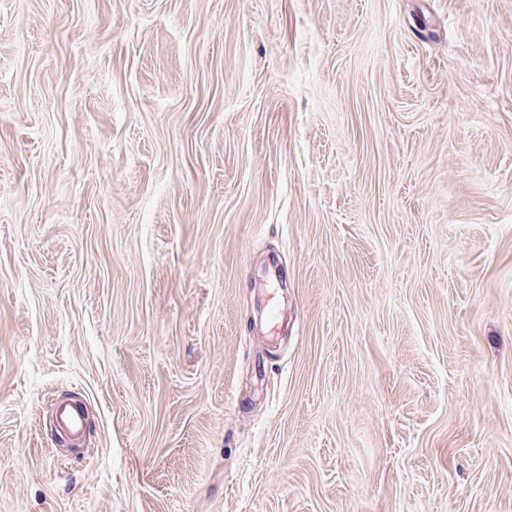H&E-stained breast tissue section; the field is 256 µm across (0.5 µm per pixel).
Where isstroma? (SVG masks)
Instances as JSON below:
<instances>
[{"mask_svg":"<svg viewBox=\"0 0 512 512\" xmlns=\"http://www.w3.org/2000/svg\"><path fill=\"white\" fill-rule=\"evenodd\" d=\"M0 512H512V0H0ZM51 421L56 433L70 438H80L86 429V419L83 410L65 401L55 404Z\"/></svg>","mask_w":512,"mask_h":512,"instance_id":"obj_1","label":"stroma"}]
</instances>
